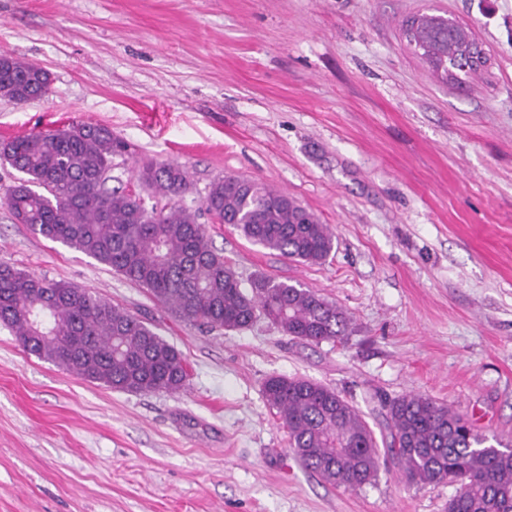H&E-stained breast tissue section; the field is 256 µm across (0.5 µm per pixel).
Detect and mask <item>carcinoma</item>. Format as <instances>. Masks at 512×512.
Here are the masks:
<instances>
[{
	"label": "carcinoma",
	"mask_w": 512,
	"mask_h": 512,
	"mask_svg": "<svg viewBox=\"0 0 512 512\" xmlns=\"http://www.w3.org/2000/svg\"><path fill=\"white\" fill-rule=\"evenodd\" d=\"M434 75L458 82L472 32L441 15L403 23ZM50 76L37 64L0 55V98L44 96ZM129 144L105 125L72 124L0 144V160L23 174L5 199L33 233L110 267L145 289L172 316L217 331H242L260 318L313 343L341 341L350 319L307 289L262 274L244 280L211 245L200 213L174 201L188 188L186 169L143 164L140 192L112 187L113 159ZM153 200L146 205V199ZM214 224H230L250 242L319 264L334 249L329 227L287 194L228 175L203 200ZM0 325L22 348L116 391L179 392L188 369L179 350L112 302L63 281L0 265ZM267 405L288 430L302 467L346 489L376 482L380 450L360 412L336 390L301 377L264 384ZM392 456L408 482L456 486L446 512H512V446L477 432L452 408L413 394L386 405Z\"/></svg>",
	"instance_id": "1"
}]
</instances>
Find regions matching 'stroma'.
<instances>
[{"label": "stroma", "instance_id": "1", "mask_svg": "<svg viewBox=\"0 0 512 512\" xmlns=\"http://www.w3.org/2000/svg\"><path fill=\"white\" fill-rule=\"evenodd\" d=\"M439 14L489 55L465 88L437 79L401 30ZM50 75L48 96L0 98V142L72 123L109 126L146 161L189 173L180 203L235 175L328 224L320 265L207 224L242 277L301 285L351 319L319 344L267 321L218 332L174 318L145 289L15 223L0 264L65 281L136 315L183 354L177 393L117 392L29 354L0 326V512H444L454 487L375 484L305 470L263 397L301 376L352 402L378 446L384 400L421 394L512 441V0H0V54Z\"/></svg>", "mask_w": 512, "mask_h": 512}]
</instances>
